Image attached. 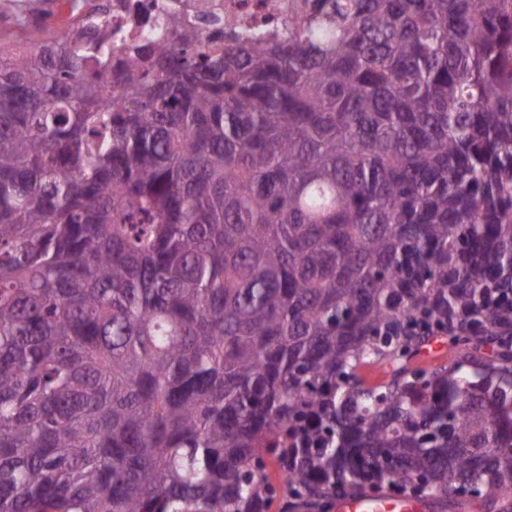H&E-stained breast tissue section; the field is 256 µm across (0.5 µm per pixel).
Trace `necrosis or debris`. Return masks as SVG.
Wrapping results in <instances>:
<instances>
[{
  "label": "necrosis or debris",
  "mask_w": 512,
  "mask_h": 512,
  "mask_svg": "<svg viewBox=\"0 0 512 512\" xmlns=\"http://www.w3.org/2000/svg\"><path fill=\"white\" fill-rule=\"evenodd\" d=\"M311 0H80L64 12L56 0H0V32L17 37L29 51H37L57 36L85 42L99 6L112 21V46L145 37L172 43L178 38L168 16L198 27L203 46L214 44V30L239 34L287 30L309 8Z\"/></svg>",
  "instance_id": "necrosis-or-debris-1"
}]
</instances>
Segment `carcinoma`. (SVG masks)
<instances>
[{
    "instance_id": "cac0c4a2",
    "label": "carcinoma",
    "mask_w": 512,
    "mask_h": 512,
    "mask_svg": "<svg viewBox=\"0 0 512 512\" xmlns=\"http://www.w3.org/2000/svg\"><path fill=\"white\" fill-rule=\"evenodd\" d=\"M112 52L0 43V512H512V0ZM434 503L429 499L409 498L384 493H357L336 499L334 512H429Z\"/></svg>"
}]
</instances>
